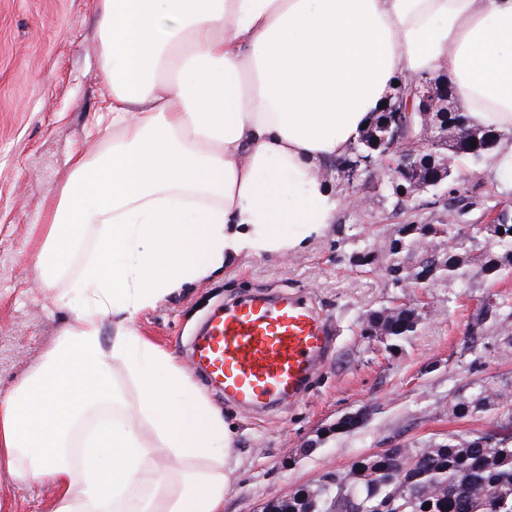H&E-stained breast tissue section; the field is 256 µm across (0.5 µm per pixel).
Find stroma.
<instances>
[{
	"label": "stroma",
	"instance_id": "1",
	"mask_svg": "<svg viewBox=\"0 0 512 512\" xmlns=\"http://www.w3.org/2000/svg\"><path fill=\"white\" fill-rule=\"evenodd\" d=\"M98 0H0V399L57 343L65 312L53 291L37 287L31 234L70 174V158L96 149L93 124L106 107L97 76ZM325 177L344 197L372 198L365 210L343 206L333 224L288 257L239 259L222 273L185 286L138 314L135 328L168 352L234 430L236 459L224 512H263L272 495L316 485L358 459L396 446L411 448L454 432L495 427L498 410L465 418L450 414L455 392L471 381L512 392V338L487 330L474 348L464 339L488 294L512 300V275L472 276L469 286L441 283L421 304L417 288H389L373 266L357 262L363 244L381 248L377 231L395 224H437L443 204L394 210L369 175L347 182L335 163ZM453 188L461 196H493L512 206V194L484 161L461 159ZM264 294L306 297L326 320L332 344L318 374L296 403L254 415L224 401L198 374L190 345L214 311ZM417 305L413 336L390 346L364 335L368 316L382 307ZM364 413L363 425L336 433L337 420ZM48 488L11 482L0 472V512H52Z\"/></svg>",
	"mask_w": 512,
	"mask_h": 512
}]
</instances>
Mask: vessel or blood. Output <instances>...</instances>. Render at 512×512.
<instances>
[{"label": "vessel or blood", "mask_w": 512, "mask_h": 512, "mask_svg": "<svg viewBox=\"0 0 512 512\" xmlns=\"http://www.w3.org/2000/svg\"><path fill=\"white\" fill-rule=\"evenodd\" d=\"M330 347L329 329L307 300L250 298L210 317L193 361L225 399L268 409L297 402Z\"/></svg>", "instance_id": "1"}]
</instances>
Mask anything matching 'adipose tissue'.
<instances>
[{
	"mask_svg": "<svg viewBox=\"0 0 512 512\" xmlns=\"http://www.w3.org/2000/svg\"><path fill=\"white\" fill-rule=\"evenodd\" d=\"M98 63L112 130L32 227L46 288L93 238L82 297L56 295L71 321L0 399V468L52 488V512H224L233 435L135 317L322 234L344 203L322 169L398 79L446 73L477 124L512 131V0H98ZM117 361L157 447L121 415L76 431L113 406Z\"/></svg>",
	"mask_w": 512,
	"mask_h": 512,
	"instance_id": "ef3b65f1",
	"label": "adipose tissue"
}]
</instances>
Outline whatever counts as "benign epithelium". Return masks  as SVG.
I'll return each instance as SVG.
<instances>
[{
    "instance_id": "1",
    "label": "benign epithelium",
    "mask_w": 512,
    "mask_h": 512,
    "mask_svg": "<svg viewBox=\"0 0 512 512\" xmlns=\"http://www.w3.org/2000/svg\"><path fill=\"white\" fill-rule=\"evenodd\" d=\"M395 97L383 118L362 133L364 148L353 152L349 168L343 169L347 180L354 181L388 160L392 194L408 203L417 202L422 191L445 177L450 154L462 147L478 154L492 146V134H480L466 115L452 110L456 92L448 80L424 75L399 88ZM405 266L418 275V284L433 287L430 270L434 266L427 258L409 259Z\"/></svg>"
}]
</instances>
